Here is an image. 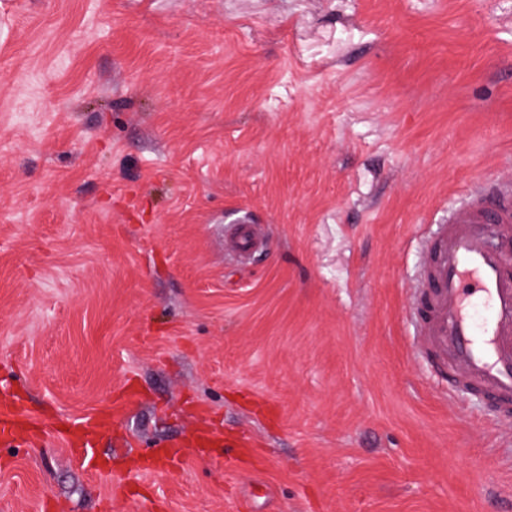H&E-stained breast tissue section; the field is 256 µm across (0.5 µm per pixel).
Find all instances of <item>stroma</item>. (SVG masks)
<instances>
[{"instance_id": "35a3bbf8", "label": "stroma", "mask_w": 512, "mask_h": 512, "mask_svg": "<svg viewBox=\"0 0 512 512\" xmlns=\"http://www.w3.org/2000/svg\"><path fill=\"white\" fill-rule=\"evenodd\" d=\"M511 172L512 0H0V512H512L408 316ZM262 241L257 225L244 221L236 224L234 231L224 237V251L245 262L261 247ZM24 413V410L21 405H19L15 401H3L1 403V411H0V425H1V437L3 439L11 440V441H22V438L16 433V431L12 427V420L20 416ZM7 440H2L0 438V444L7 442ZM108 427V420L100 415L92 416L81 422L75 429L74 435L83 442V447L85 448L77 451V453L82 456L87 453L88 448L92 447L93 441L106 431Z\"/></svg>"}]
</instances>
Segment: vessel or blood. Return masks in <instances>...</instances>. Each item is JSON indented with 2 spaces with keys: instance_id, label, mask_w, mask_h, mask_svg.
Instances as JSON below:
<instances>
[{
  "instance_id": "b4317fda",
  "label": "vessel or blood",
  "mask_w": 512,
  "mask_h": 512,
  "mask_svg": "<svg viewBox=\"0 0 512 512\" xmlns=\"http://www.w3.org/2000/svg\"><path fill=\"white\" fill-rule=\"evenodd\" d=\"M257 226L244 221L224 238V250L247 261L261 247ZM409 315L419 348L448 393L483 400L488 416L512 423V178L470 192L430 232L410 288ZM23 408L0 403V437ZM109 427L100 415L81 422L84 447Z\"/></svg>"
}]
</instances>
